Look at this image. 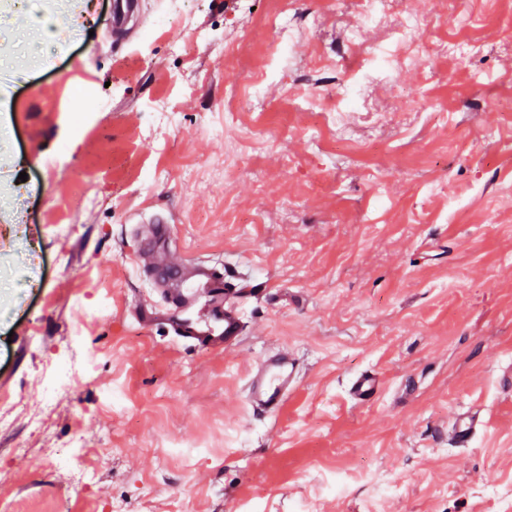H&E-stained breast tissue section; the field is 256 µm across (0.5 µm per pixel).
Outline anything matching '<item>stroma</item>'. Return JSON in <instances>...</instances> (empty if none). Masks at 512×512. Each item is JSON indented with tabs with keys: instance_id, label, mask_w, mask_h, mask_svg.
Segmentation results:
<instances>
[{
	"instance_id": "35a3bbf8",
	"label": "stroma",
	"mask_w": 512,
	"mask_h": 512,
	"mask_svg": "<svg viewBox=\"0 0 512 512\" xmlns=\"http://www.w3.org/2000/svg\"><path fill=\"white\" fill-rule=\"evenodd\" d=\"M145 2L106 46L113 0L91 24L65 0L0 9V190L26 201L0 205V395L22 409L0 429V494L16 512H504L512 0H390L371 24L365 0ZM48 13L59 38L38 52ZM259 74V95L235 93ZM200 262L252 288L226 353L168 319L158 265ZM281 346L300 382L275 422L252 420L247 372ZM61 360L88 368L46 399L36 380ZM366 368L384 390L358 406L346 387ZM462 408L483 427L452 448ZM80 437L87 484L44 463Z\"/></svg>"
}]
</instances>
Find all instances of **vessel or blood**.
Listing matches in <instances>:
<instances>
[{
	"label": "vessel or blood",
	"instance_id": "obj_1",
	"mask_svg": "<svg viewBox=\"0 0 512 512\" xmlns=\"http://www.w3.org/2000/svg\"><path fill=\"white\" fill-rule=\"evenodd\" d=\"M139 0H115L111 20L103 28L104 36L117 35L138 12ZM224 301L215 319L221 323L220 333L197 331L184 318V311L192 307L199 296L198 289H186L184 295L169 299L173 315L183 338L217 351H228L237 347L246 325V297L243 288L220 286ZM302 363L295 352L277 348L267 352L248 371L246 382V404L250 415L256 420L276 416L287 404L296 390ZM350 399L359 405L372 404L382 395V381L378 372L366 370L351 378L347 384ZM481 423L476 415L466 411L456 412L448 428V441L457 448L468 446Z\"/></svg>",
	"mask_w": 512,
	"mask_h": 512
}]
</instances>
